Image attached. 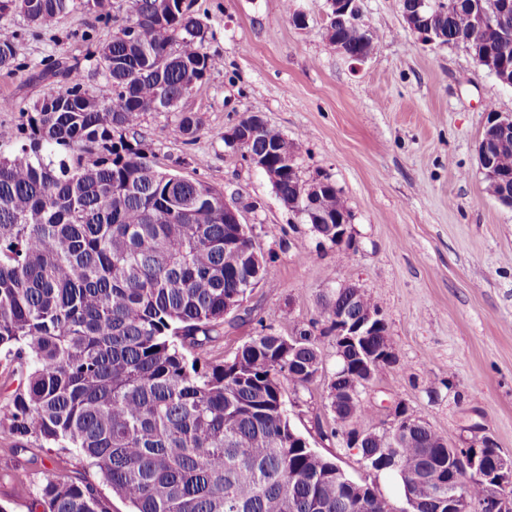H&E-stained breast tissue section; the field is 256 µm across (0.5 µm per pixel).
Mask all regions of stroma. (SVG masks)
<instances>
[{"label":"stroma","mask_w":512,"mask_h":512,"mask_svg":"<svg viewBox=\"0 0 512 512\" xmlns=\"http://www.w3.org/2000/svg\"><path fill=\"white\" fill-rule=\"evenodd\" d=\"M186 2L208 28L206 52L222 65L179 111L146 113L139 133L159 169L206 182L236 203L266 262V284L226 319L210 358L224 359L263 331L311 330L324 370L308 387H286L288 419L311 448L364 478L356 450L326 436L336 342L320 307L336 283H354L382 312L397 355L364 389L358 427L386 421L401 401L448 443L485 434L511 456L512 208L489 195L477 146L488 113L512 116V87L464 44L421 43L401 0H360L362 20L378 36L363 62L328 42L327 0H293L302 28L283 0ZM7 23L19 33L21 67L0 72V98L17 105L0 111V128L19 124L20 108L53 88L37 74L57 59L79 65L90 93L108 96L87 53L113 31L95 26L93 15L71 11L35 36L21 15ZM254 109L297 141L302 178L320 174L341 190L355 249L321 242L225 144V130ZM184 111L200 121L191 141L179 127ZM48 476L90 482L110 512H130L73 449L19 442L0 426V512H32V497L16 490Z\"/></svg>","instance_id":"1"}]
</instances>
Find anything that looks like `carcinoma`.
<instances>
[{
	"mask_svg": "<svg viewBox=\"0 0 512 512\" xmlns=\"http://www.w3.org/2000/svg\"><path fill=\"white\" fill-rule=\"evenodd\" d=\"M500 2L428 0L423 25L512 68V7ZM475 5L494 31L471 28ZM78 8L112 23L109 0H0V20L21 13L36 33ZM124 24L138 40L114 34L96 47L112 60L109 97L90 94L77 68L58 62L37 78L64 86L0 130L1 142L16 144L0 154V366L22 377L6 404L8 432L75 449L133 512H393L382 495L350 491L336 462L291 441L284 384L312 382L320 352L310 331L261 333L226 360L206 358L224 300L264 282L265 261L212 208L218 190L157 169L137 128L159 99L175 111L221 60L205 51L207 29L178 0H131ZM325 30L351 55L374 51L376 35L361 25ZM14 39L0 37L1 71L19 67ZM256 120V111L244 115L234 137L268 151L271 167L286 170L275 186L282 202L329 230L349 211L341 191L330 182L307 200L305 181L286 165L294 145ZM493 159L509 185L498 202L512 207V142ZM371 305L347 288L322 303L321 317L333 330L336 317ZM385 340H336L346 374L329 393L338 441L352 409L336 405L334 390L364 387L354 367ZM408 421L382 445L364 439L358 454L396 473L420 512H444L455 479L448 448L422 419ZM34 502L41 512H109L93 484L52 477Z\"/></svg>",
	"mask_w": 512,
	"mask_h": 512,
	"instance_id": "cac0c4a2",
	"label": "carcinoma"
}]
</instances>
